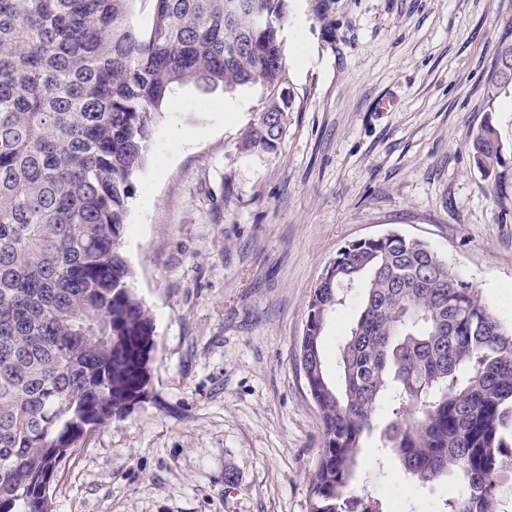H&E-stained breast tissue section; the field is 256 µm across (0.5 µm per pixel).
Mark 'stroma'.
<instances>
[{
  "label": "stroma",
  "instance_id": "obj_1",
  "mask_svg": "<svg viewBox=\"0 0 512 512\" xmlns=\"http://www.w3.org/2000/svg\"><path fill=\"white\" fill-rule=\"evenodd\" d=\"M512 0H288L294 110L245 156L260 88L175 90L133 181L123 253L156 327L150 394L101 427L52 486L54 512H307L322 423L299 365L311 289L347 244L427 242L512 320V206L474 168L470 131L512 148V95L485 75ZM359 492L432 512L379 439Z\"/></svg>",
  "mask_w": 512,
  "mask_h": 512
}]
</instances>
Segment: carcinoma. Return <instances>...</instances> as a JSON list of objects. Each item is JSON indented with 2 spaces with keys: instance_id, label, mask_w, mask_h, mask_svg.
<instances>
[{
  "instance_id": "cac0c4a2",
  "label": "carcinoma",
  "mask_w": 512,
  "mask_h": 512,
  "mask_svg": "<svg viewBox=\"0 0 512 512\" xmlns=\"http://www.w3.org/2000/svg\"><path fill=\"white\" fill-rule=\"evenodd\" d=\"M0 0V512H52V472L151 386L155 322L122 251L132 183L175 86L263 91L239 150L272 154L294 99L288 0ZM485 82L512 92V15ZM507 148L487 120L469 156L500 206ZM358 303L327 373L330 313ZM323 446L308 512H372L357 492L366 441L412 481L448 482L446 512H500L512 457V322L426 242L398 232L340 250L311 290L300 343ZM393 406L380 426L384 405Z\"/></svg>"
}]
</instances>
